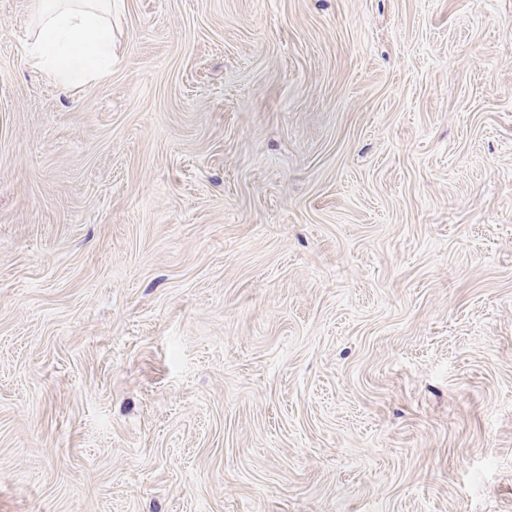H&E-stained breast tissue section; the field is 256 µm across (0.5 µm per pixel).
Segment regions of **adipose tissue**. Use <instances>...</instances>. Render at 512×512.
Segmentation results:
<instances>
[{
    "label": "adipose tissue",
    "instance_id": "adipose-tissue-1",
    "mask_svg": "<svg viewBox=\"0 0 512 512\" xmlns=\"http://www.w3.org/2000/svg\"><path fill=\"white\" fill-rule=\"evenodd\" d=\"M32 7L38 30L29 57L35 68L72 88L104 76L103 62L112 53V0H33Z\"/></svg>",
    "mask_w": 512,
    "mask_h": 512
}]
</instances>
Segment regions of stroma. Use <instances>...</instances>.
I'll return each mask as SVG.
<instances>
[{
	"instance_id": "stroma-1",
	"label": "stroma",
	"mask_w": 512,
	"mask_h": 512,
	"mask_svg": "<svg viewBox=\"0 0 512 512\" xmlns=\"http://www.w3.org/2000/svg\"><path fill=\"white\" fill-rule=\"evenodd\" d=\"M0 0V512H512V0ZM38 22L29 51L33 67L59 85L78 87L107 74L112 53V0H33Z\"/></svg>"
}]
</instances>
